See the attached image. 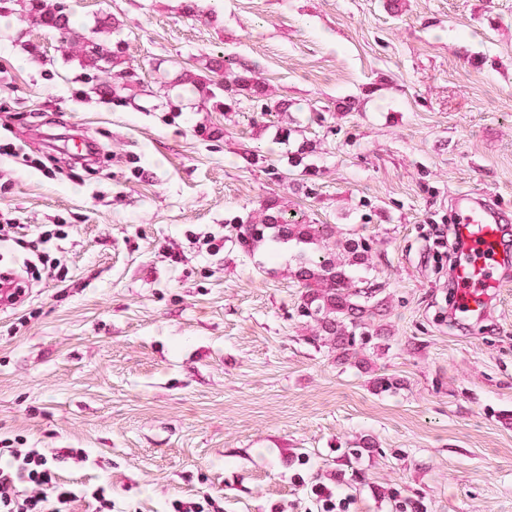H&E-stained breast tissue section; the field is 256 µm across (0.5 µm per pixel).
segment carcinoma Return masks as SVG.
Returning <instances> with one entry per match:
<instances>
[{
  "mask_svg": "<svg viewBox=\"0 0 512 512\" xmlns=\"http://www.w3.org/2000/svg\"><path fill=\"white\" fill-rule=\"evenodd\" d=\"M25 15L33 24L51 30H63L62 43L80 44L85 66L100 70L117 66L111 51L102 56L87 50L90 36L76 34L69 16L61 14L60 4L48 0H24ZM225 61L213 59L209 75L187 80L205 86L208 99L217 108L229 111L237 97L260 98L264 85L254 77L238 73L232 83L214 78L224 69ZM239 244L249 251L261 246L274 249L292 243L297 247L290 276L302 288L301 313L312 326L308 337L315 347L326 346L336 353V361L353 364L367 372L372 365L369 354L385 346L391 331L385 318L388 312L383 288L366 277L355 275L369 263L371 246L367 239L336 231L330 224H311L288 215L274 202L259 209L258 220L238 219Z\"/></svg>",
  "mask_w": 512,
  "mask_h": 512,
  "instance_id": "cac0c4a2",
  "label": "carcinoma"
}]
</instances>
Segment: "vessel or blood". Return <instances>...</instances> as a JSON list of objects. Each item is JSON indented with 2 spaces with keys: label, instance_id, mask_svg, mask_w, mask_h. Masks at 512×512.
Here are the masks:
<instances>
[{
  "label": "vessel or blood",
  "instance_id": "1",
  "mask_svg": "<svg viewBox=\"0 0 512 512\" xmlns=\"http://www.w3.org/2000/svg\"><path fill=\"white\" fill-rule=\"evenodd\" d=\"M461 220L457 232L463 241V259L454 269L456 310L465 318L480 316L488 304V292L499 287L493 269L497 263L499 226L491 211L468 193L459 194Z\"/></svg>",
  "mask_w": 512,
  "mask_h": 512
}]
</instances>
